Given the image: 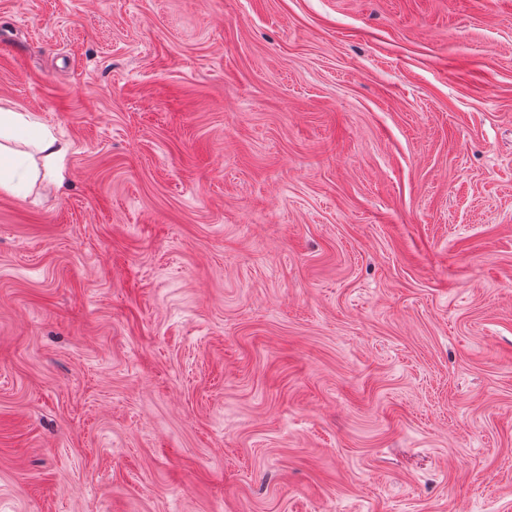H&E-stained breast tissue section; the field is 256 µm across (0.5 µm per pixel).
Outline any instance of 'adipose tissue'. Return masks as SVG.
<instances>
[{"instance_id": "ef3b65f1", "label": "adipose tissue", "mask_w": 512, "mask_h": 512, "mask_svg": "<svg viewBox=\"0 0 512 512\" xmlns=\"http://www.w3.org/2000/svg\"><path fill=\"white\" fill-rule=\"evenodd\" d=\"M19 130L28 132L31 144L42 154L43 169L33 168L25 156L9 147V140ZM65 153V147L59 144L48 126L27 113L0 109V190L20 191L26 183L41 174L54 181H62Z\"/></svg>"}]
</instances>
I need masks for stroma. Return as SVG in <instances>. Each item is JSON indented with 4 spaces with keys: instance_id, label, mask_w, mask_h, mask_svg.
Here are the masks:
<instances>
[{
    "instance_id": "35a3bbf8",
    "label": "stroma",
    "mask_w": 512,
    "mask_h": 512,
    "mask_svg": "<svg viewBox=\"0 0 512 512\" xmlns=\"http://www.w3.org/2000/svg\"><path fill=\"white\" fill-rule=\"evenodd\" d=\"M0 512H512V0H0ZM18 130L29 133V139L44 159L43 177L62 182L66 148L59 144L52 130L24 112L0 109V190L18 192L39 176L27 158L13 151L3 141L12 140Z\"/></svg>"
}]
</instances>
